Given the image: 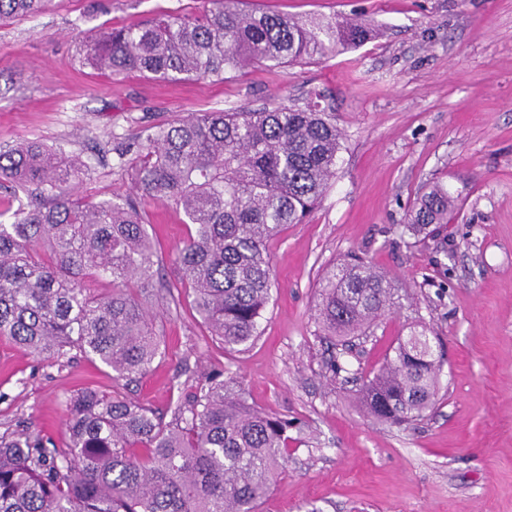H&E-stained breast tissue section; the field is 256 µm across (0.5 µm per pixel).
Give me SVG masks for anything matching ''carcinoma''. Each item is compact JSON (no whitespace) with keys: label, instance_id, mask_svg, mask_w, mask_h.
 Returning a JSON list of instances; mask_svg holds the SVG:
<instances>
[{"label":"carcinoma","instance_id":"carcinoma-1","mask_svg":"<svg viewBox=\"0 0 512 512\" xmlns=\"http://www.w3.org/2000/svg\"><path fill=\"white\" fill-rule=\"evenodd\" d=\"M47 0H0V21L35 16ZM193 15L159 14L113 27L83 48L98 71H139L160 81L210 79L248 65L309 63L355 50L374 35L362 20H302L247 12L242 0H207ZM342 132L330 113L303 107L189 113L115 138L131 156L141 196L175 205L189 232L177 253L185 294L226 352L259 336L273 266L266 241L300 224L336 175ZM85 162L38 140L0 147V187L31 191L0 219V338L40 359L77 354L134 381L161 354L146 305L161 284L138 203L74 196ZM459 195L432 181L405 228L448 223ZM108 277L112 292L87 282ZM318 325L344 342L392 313L395 281L362 259L333 266L319 283ZM440 365L426 331L361 388L374 418L401 424L436 404ZM57 445L29 427L0 435V512H259L288 463V421L252 408L222 372L195 386L165 420L115 391L83 388L65 401Z\"/></svg>","mask_w":512,"mask_h":512}]
</instances>
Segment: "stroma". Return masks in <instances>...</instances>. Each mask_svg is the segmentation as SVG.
I'll return each instance as SVG.
<instances>
[{
  "label": "stroma",
  "mask_w": 512,
  "mask_h": 512,
  "mask_svg": "<svg viewBox=\"0 0 512 512\" xmlns=\"http://www.w3.org/2000/svg\"><path fill=\"white\" fill-rule=\"evenodd\" d=\"M203 5L49 0L0 23V145L36 139L81 155L91 172L77 194L108 199L135 182L114 137L191 112L301 106L320 91L344 134L336 176L304 223L267 241L275 281L260 335L231 354L180 286L182 213L145 202L171 287L154 305L161 356L118 386L100 362L44 361L2 339L0 434L24 424L60 444L77 390L118 389L162 413L221 370L251 405L296 425L260 512H512V0H249L363 19L376 35L323 62L255 65L221 82L104 75L80 62L105 29ZM431 181L466 195L449 223L415 237L407 213ZM354 253L395 280L401 307L335 351L317 323V285ZM421 327L441 356L434 408L400 426L370 417L363 381Z\"/></svg>",
  "instance_id": "1"
}]
</instances>
